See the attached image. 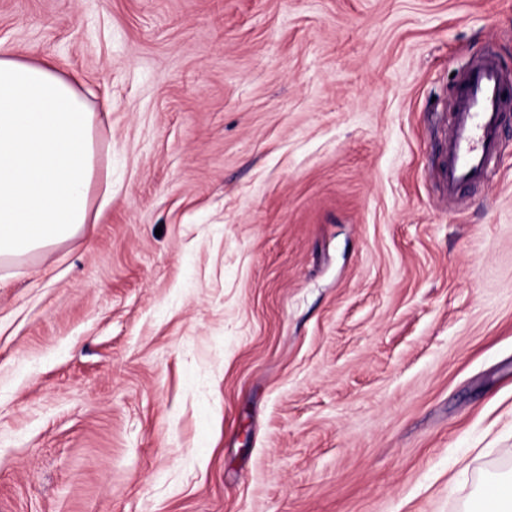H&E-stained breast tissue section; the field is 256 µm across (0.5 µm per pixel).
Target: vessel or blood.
<instances>
[{
  "mask_svg": "<svg viewBox=\"0 0 512 512\" xmlns=\"http://www.w3.org/2000/svg\"><path fill=\"white\" fill-rule=\"evenodd\" d=\"M512 111V82L494 54L476 57L460 77L448 127L443 182L449 196L484 183L498 153L503 118Z\"/></svg>",
  "mask_w": 512,
  "mask_h": 512,
  "instance_id": "vessel-or-blood-1",
  "label": "vessel or blood"
}]
</instances>
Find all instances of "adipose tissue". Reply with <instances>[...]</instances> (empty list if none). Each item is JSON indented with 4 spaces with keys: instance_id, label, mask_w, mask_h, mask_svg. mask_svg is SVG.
Here are the masks:
<instances>
[{
    "instance_id": "obj_1",
    "label": "adipose tissue",
    "mask_w": 512,
    "mask_h": 512,
    "mask_svg": "<svg viewBox=\"0 0 512 512\" xmlns=\"http://www.w3.org/2000/svg\"><path fill=\"white\" fill-rule=\"evenodd\" d=\"M95 128V112L55 63L0 49V261L89 223Z\"/></svg>"
}]
</instances>
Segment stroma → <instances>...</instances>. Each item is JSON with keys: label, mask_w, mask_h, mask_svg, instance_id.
Returning <instances> with one entry per match:
<instances>
[{"label": "stroma", "mask_w": 512, "mask_h": 512, "mask_svg": "<svg viewBox=\"0 0 512 512\" xmlns=\"http://www.w3.org/2000/svg\"><path fill=\"white\" fill-rule=\"evenodd\" d=\"M98 114L92 224L0 263V512H465L512 471V0H0ZM459 83L443 162L448 197L488 179L499 149L503 118L512 111L509 80L494 54L476 57Z\"/></svg>", "instance_id": "35a3bbf8"}]
</instances>
